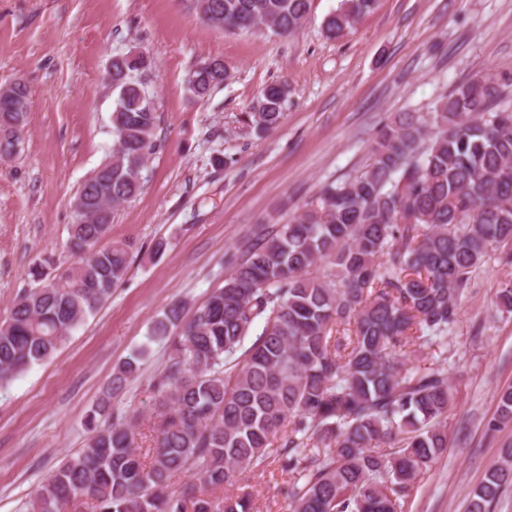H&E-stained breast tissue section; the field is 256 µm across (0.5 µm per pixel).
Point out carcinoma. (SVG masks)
<instances>
[{
    "mask_svg": "<svg viewBox=\"0 0 512 512\" xmlns=\"http://www.w3.org/2000/svg\"><path fill=\"white\" fill-rule=\"evenodd\" d=\"M226 31H299L310 0H192ZM377 0H342L325 19L337 38ZM150 56H112L116 93L112 153L81 184L68 226L78 265L45 256L29 271L0 322V385L50 359L108 300L128 272L134 244L101 242L112 206L143 190L158 144L149 89ZM220 59L188 74L204 99L230 80ZM291 89L265 87L244 124L258 136L278 129ZM512 78L479 73L456 85L434 111L395 112L378 130L366 169L325 184L316 202L243 243L224 285L191 317L174 302L151 323L152 342L172 344L154 381L147 448L138 420L114 415L147 355L144 347L112 372L87 411L83 448L38 486L26 512H253L245 491L218 501L178 474L230 488L271 464L287 479L290 512H403L416 483L448 450L455 391L445 368L417 363L421 349L445 354L460 297L492 256L512 268ZM31 108L24 81L0 90V160L25 149ZM512 313V277L496 292ZM512 423V386L499 394L487 428ZM278 443L275 454L267 449ZM512 483V452L490 466L466 512H491Z\"/></svg>",
    "mask_w": 512,
    "mask_h": 512,
    "instance_id": "obj_1",
    "label": "carcinoma"
}]
</instances>
